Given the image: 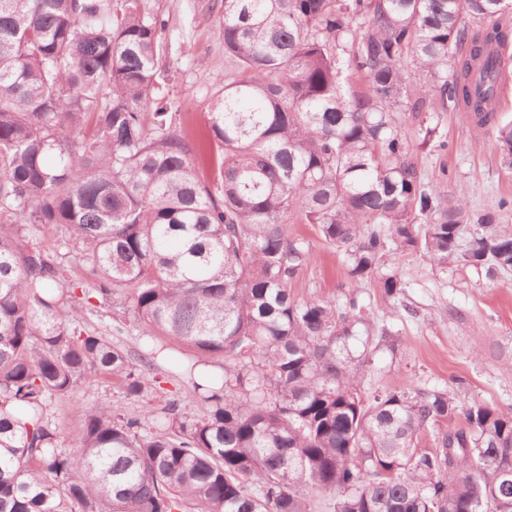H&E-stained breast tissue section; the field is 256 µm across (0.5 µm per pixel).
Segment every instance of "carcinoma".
<instances>
[{
    "mask_svg": "<svg viewBox=\"0 0 512 512\" xmlns=\"http://www.w3.org/2000/svg\"><path fill=\"white\" fill-rule=\"evenodd\" d=\"M507 4L216 0L210 186L143 0H0V512H512V408L365 382L398 332L294 296L310 244L288 231L388 296L400 251L512 272V224L424 182L402 118L428 138L451 102L512 168ZM106 304L138 356L89 325ZM185 352L191 390L155 408L146 372ZM91 371L140 413L74 400ZM55 402L78 406L72 448Z\"/></svg>",
    "mask_w": 512,
    "mask_h": 512,
    "instance_id": "cac0c4a2",
    "label": "carcinoma"
}]
</instances>
